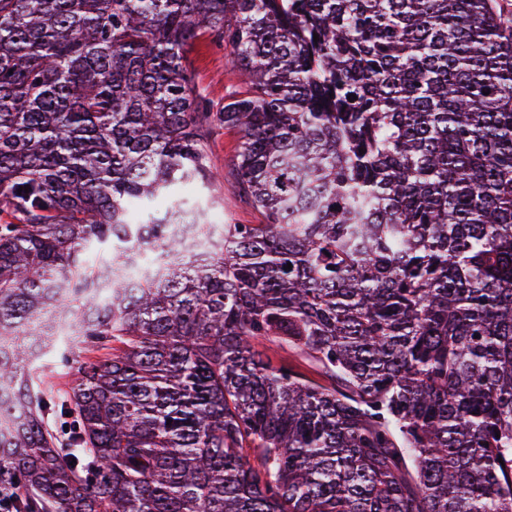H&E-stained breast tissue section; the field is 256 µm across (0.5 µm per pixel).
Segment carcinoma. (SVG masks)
I'll use <instances>...</instances> for the list:
<instances>
[{
    "mask_svg": "<svg viewBox=\"0 0 512 512\" xmlns=\"http://www.w3.org/2000/svg\"><path fill=\"white\" fill-rule=\"evenodd\" d=\"M215 124L259 224L180 197ZM0 213L9 512H512L494 0H0ZM185 65L195 91L211 101L214 111L241 86L228 51L211 44L207 36L200 37L187 51ZM43 362H45L43 373L44 380L47 382L48 395L57 398L66 390L70 379V366L59 356H46Z\"/></svg>",
    "mask_w": 512,
    "mask_h": 512,
    "instance_id": "1",
    "label": "carcinoma"
}]
</instances>
